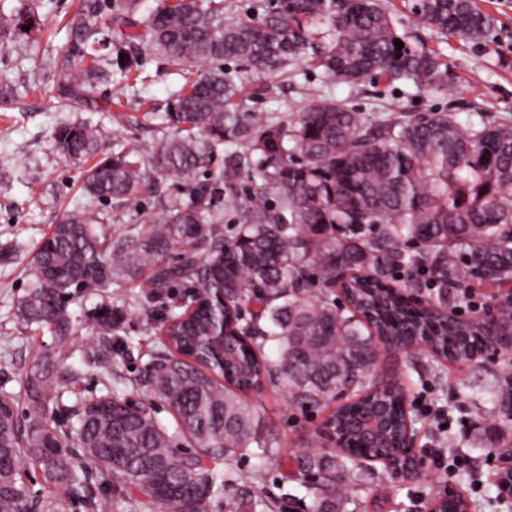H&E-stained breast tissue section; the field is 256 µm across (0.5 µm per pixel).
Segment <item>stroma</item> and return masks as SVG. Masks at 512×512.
Segmentation results:
<instances>
[{
  "instance_id": "1",
  "label": "stroma",
  "mask_w": 512,
  "mask_h": 512,
  "mask_svg": "<svg viewBox=\"0 0 512 512\" xmlns=\"http://www.w3.org/2000/svg\"><path fill=\"white\" fill-rule=\"evenodd\" d=\"M479 3L496 18V27L476 43L452 39L443 44L451 77L447 90L438 93L419 91L406 82H334L320 71L299 66L285 78L253 73L240 62L228 63L227 68L247 86L244 108L258 112L292 116L312 98L331 96L371 121L393 107L403 112L448 108L463 124L478 116L512 119V0ZM76 4L77 0H44L40 13L45 32L38 41L21 39L0 51V70L18 93L11 110L0 111V390L19 398L29 370L45 353L62 350L69 364L80 368L97 333L92 314L100 304L123 311L121 335L130 345L144 354L154 350L153 331L141 307L146 290L120 272L105 288L79 289L72 295L67 306L72 339L66 345H58L53 330L27 325L17 313L29 287L27 266L43 237L64 208L89 204L79 188L77 165L54 147L56 128L78 117L99 130L104 145L119 143L146 154L172 133L155 120L132 126L117 123L105 110L116 92L110 83L100 86L97 109L78 116L56 109L54 60L66 47V35L58 31L57 23ZM36 57L43 60V69H34ZM180 193L177 180L167 178L157 186L142 187L136 199L89 205L104 216L103 232L142 233ZM377 374L402 384L415 405L416 473L404 480L378 463L370 485L345 479L351 512H427L429 502L445 487L474 503V512H512L498 487L500 454L512 447V416L502 410L492 391L495 382L512 377V347L495 357L458 364L436 360L424 349L384 350ZM249 399L267 422L278 454L277 461L265 465L255 458L240 462L252 496L269 504L272 512H312L314 498L299 485L300 459L310 452L311 440L334 403L301 407L282 388L267 382Z\"/></svg>"
}]
</instances>
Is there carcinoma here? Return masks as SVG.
<instances>
[{"label": "carcinoma", "instance_id": "obj_1", "mask_svg": "<svg viewBox=\"0 0 512 512\" xmlns=\"http://www.w3.org/2000/svg\"><path fill=\"white\" fill-rule=\"evenodd\" d=\"M406 17L439 38L479 42L496 19L477 0H404ZM384 0H271L261 17L242 21L231 0H78L55 60L57 104L83 112L97 87L117 77L136 81L153 54L183 83L165 115L175 134L149 158L120 147L106 153L84 121L57 127L68 159L91 163L82 190L102 202L126 199L163 177L179 180L183 197L141 236L113 241L87 209L65 211L30 262L31 282L18 306L28 325L71 337V289L103 287L116 270L150 271L147 297L163 301L155 327L159 349L141 361L119 331L123 312L101 305L96 344L83 369L59 352L38 360L25 397L39 418L22 423L16 400L0 392V512H31L25 466L55 494L70 493L94 472L130 512H256L239 494L237 459L273 455L247 394L265 380L280 383L298 405L335 400L351 383L354 399L324 426L345 437L339 449L321 431L314 446L359 475L365 456L394 455L414 417L404 388L374 378L382 337L406 346L412 330L428 331L431 353L470 360L479 343L470 320L448 314L470 299L448 288L512 273V122L467 125L449 109L389 114L369 122L334 98L318 97L293 118L242 107L244 86L222 64L243 61L257 73H288L303 64L326 79L408 80L425 92L448 83V63L425 43L398 33ZM43 32L38 7L24 3L0 15V48ZM404 47L396 49L394 41ZM224 163L213 170L218 153ZM257 166L260 181L243 177ZM235 217L234 235L219 225ZM174 251L177 260H167ZM189 292L170 303L173 283ZM224 290V358L208 297ZM430 300L420 304L423 293ZM271 344L277 358L263 355ZM136 359L130 383L149 393L135 401L106 388L68 406L65 376L109 373L112 361ZM162 402L175 427L157 418ZM65 419L43 418L49 405ZM378 411L388 426L382 448L357 433ZM192 452L172 448L175 437ZM302 482L325 488L315 512H348L349 497L322 459L309 457Z\"/></svg>", "mask_w": 512, "mask_h": 512}]
</instances>
